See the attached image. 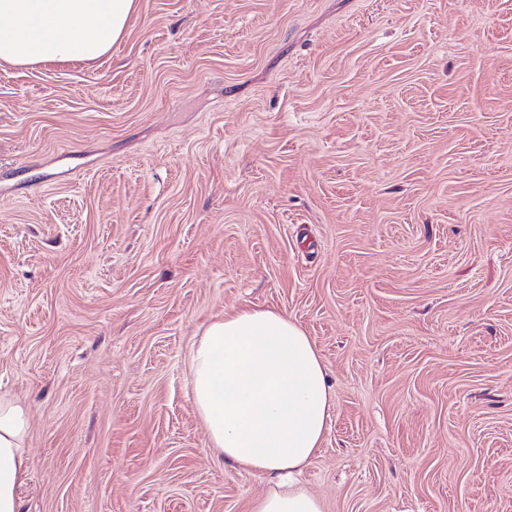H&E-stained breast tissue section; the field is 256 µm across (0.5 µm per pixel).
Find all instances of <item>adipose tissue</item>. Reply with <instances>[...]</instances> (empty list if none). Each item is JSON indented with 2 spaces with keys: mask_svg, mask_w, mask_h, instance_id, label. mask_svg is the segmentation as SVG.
<instances>
[{
  "mask_svg": "<svg viewBox=\"0 0 512 512\" xmlns=\"http://www.w3.org/2000/svg\"><path fill=\"white\" fill-rule=\"evenodd\" d=\"M137 4L0 0V60L26 66L98 59L122 37ZM187 362L209 447L268 485L250 512H323L299 476L323 446L333 401L321 355L304 329L270 309L227 313L195 337ZM29 429L28 409L0 393V512L20 510Z\"/></svg>",
  "mask_w": 512,
  "mask_h": 512,
  "instance_id": "ef3b65f1",
  "label": "adipose tissue"
}]
</instances>
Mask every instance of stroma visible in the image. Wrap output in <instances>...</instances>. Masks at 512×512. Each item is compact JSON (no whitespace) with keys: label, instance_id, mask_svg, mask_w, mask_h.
I'll return each instance as SVG.
<instances>
[{"label":"stroma","instance_id":"1","mask_svg":"<svg viewBox=\"0 0 512 512\" xmlns=\"http://www.w3.org/2000/svg\"><path fill=\"white\" fill-rule=\"evenodd\" d=\"M243 307L323 358V512H512V0H138L0 62L21 512H249L186 359Z\"/></svg>","mask_w":512,"mask_h":512}]
</instances>
